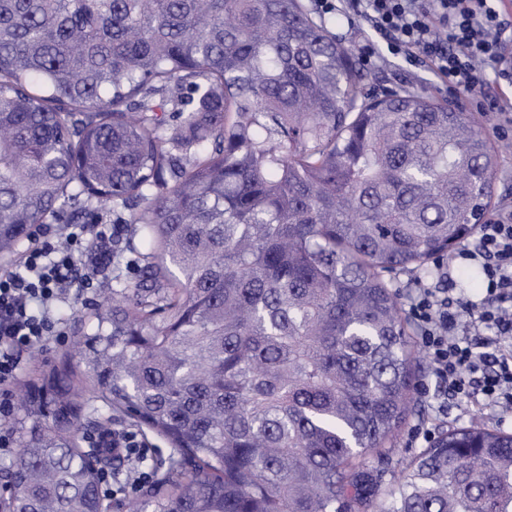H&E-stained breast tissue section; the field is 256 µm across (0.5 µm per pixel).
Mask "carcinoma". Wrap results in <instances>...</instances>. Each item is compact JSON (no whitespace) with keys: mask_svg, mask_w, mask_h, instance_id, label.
Segmentation results:
<instances>
[{"mask_svg":"<svg viewBox=\"0 0 512 512\" xmlns=\"http://www.w3.org/2000/svg\"><path fill=\"white\" fill-rule=\"evenodd\" d=\"M504 149L367 89L303 0H0V253L73 202L129 211L145 261L79 329L55 421L22 403L9 508L103 512L88 391L173 447L123 512H512V434L477 416L386 489L364 468L410 400L385 274L451 257Z\"/></svg>","mask_w":512,"mask_h":512,"instance_id":"obj_1","label":"carcinoma"}]
</instances>
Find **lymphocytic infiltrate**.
Masks as SVG:
<instances>
[{"mask_svg": "<svg viewBox=\"0 0 512 512\" xmlns=\"http://www.w3.org/2000/svg\"><path fill=\"white\" fill-rule=\"evenodd\" d=\"M321 15L358 20L362 64L392 57L425 67L451 95L512 126V53L503 38L512 13L501 0H314ZM123 224H72L64 240L33 237L15 264L0 269V415H8V385L31 352L65 326L58 311L72 290L93 291L112 267V244ZM457 259L478 265L484 293L418 284L409 316L430 372L445 399L464 410L512 419V209L477 225Z\"/></svg>", "mask_w": 512, "mask_h": 512, "instance_id": "f902f5d3", "label": "lymphocytic infiltrate"}]
</instances>
